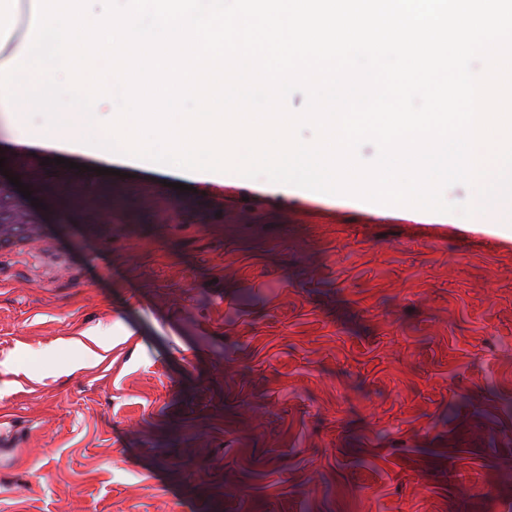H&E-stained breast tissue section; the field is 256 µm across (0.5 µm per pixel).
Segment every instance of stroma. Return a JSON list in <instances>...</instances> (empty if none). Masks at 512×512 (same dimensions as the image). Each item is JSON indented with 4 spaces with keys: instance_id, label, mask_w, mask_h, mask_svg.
<instances>
[{
    "instance_id": "stroma-1",
    "label": "stroma",
    "mask_w": 512,
    "mask_h": 512,
    "mask_svg": "<svg viewBox=\"0 0 512 512\" xmlns=\"http://www.w3.org/2000/svg\"><path fill=\"white\" fill-rule=\"evenodd\" d=\"M119 170L0 256V512H512V237Z\"/></svg>"
}]
</instances>
